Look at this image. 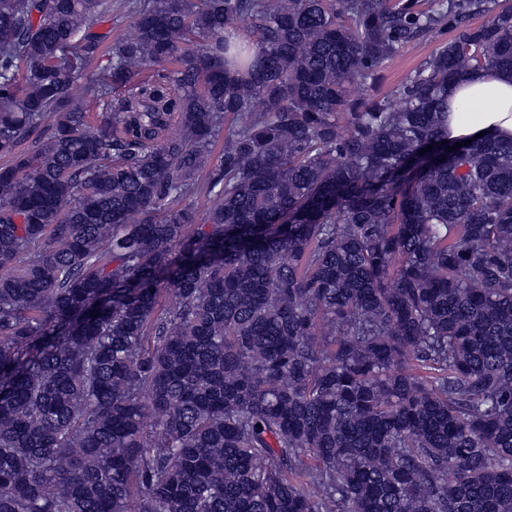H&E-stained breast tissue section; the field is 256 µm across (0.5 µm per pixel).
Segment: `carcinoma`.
Listing matches in <instances>:
<instances>
[{
    "mask_svg": "<svg viewBox=\"0 0 512 512\" xmlns=\"http://www.w3.org/2000/svg\"><path fill=\"white\" fill-rule=\"evenodd\" d=\"M108 5L0 0V512H512V6L140 0L75 98ZM453 34L454 31L448 27L435 30L428 33L419 43L406 47L401 53L387 60L381 68V81L372 94L378 98L386 96ZM483 132L484 136L475 138ZM512 138V76L491 67L448 85V141Z\"/></svg>",
    "mask_w": 512,
    "mask_h": 512,
    "instance_id": "cac0c4a2",
    "label": "carcinoma"
}]
</instances>
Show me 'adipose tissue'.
<instances>
[{"label": "adipose tissue", "instance_id": "obj_1", "mask_svg": "<svg viewBox=\"0 0 512 512\" xmlns=\"http://www.w3.org/2000/svg\"><path fill=\"white\" fill-rule=\"evenodd\" d=\"M512 138V76L487 67L459 76L448 87V138L454 142Z\"/></svg>", "mask_w": 512, "mask_h": 512}]
</instances>
